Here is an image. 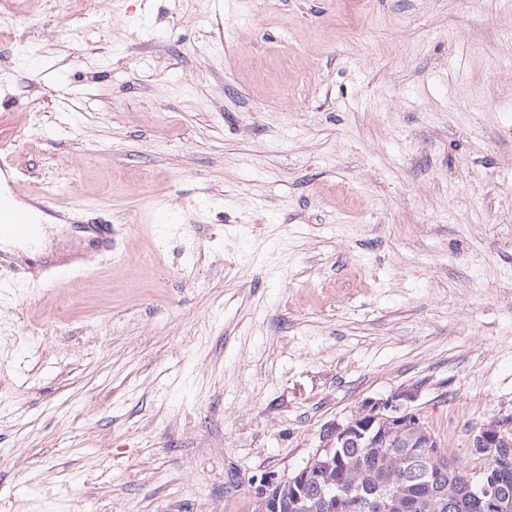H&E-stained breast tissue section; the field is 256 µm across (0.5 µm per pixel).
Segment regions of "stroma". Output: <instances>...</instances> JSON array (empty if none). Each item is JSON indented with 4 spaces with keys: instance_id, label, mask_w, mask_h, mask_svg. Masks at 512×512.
I'll return each instance as SVG.
<instances>
[{
    "instance_id": "1",
    "label": "stroma",
    "mask_w": 512,
    "mask_h": 512,
    "mask_svg": "<svg viewBox=\"0 0 512 512\" xmlns=\"http://www.w3.org/2000/svg\"><path fill=\"white\" fill-rule=\"evenodd\" d=\"M0 146L112 258L0 288V512H253L413 389L512 414V0H0Z\"/></svg>"
}]
</instances>
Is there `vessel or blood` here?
<instances>
[{
    "mask_svg": "<svg viewBox=\"0 0 512 512\" xmlns=\"http://www.w3.org/2000/svg\"><path fill=\"white\" fill-rule=\"evenodd\" d=\"M42 226L14 207L11 201L0 195V239L12 238L29 242L38 241ZM93 247L65 263L47 262L37 271L17 265L15 258L0 251V281L11 278L12 281L36 280L40 287L56 291L67 286L90 266L112 256V227L108 224H90L86 227Z\"/></svg>",
    "mask_w": 512,
    "mask_h": 512,
    "instance_id": "b4317fda",
    "label": "vessel or blood"
}]
</instances>
